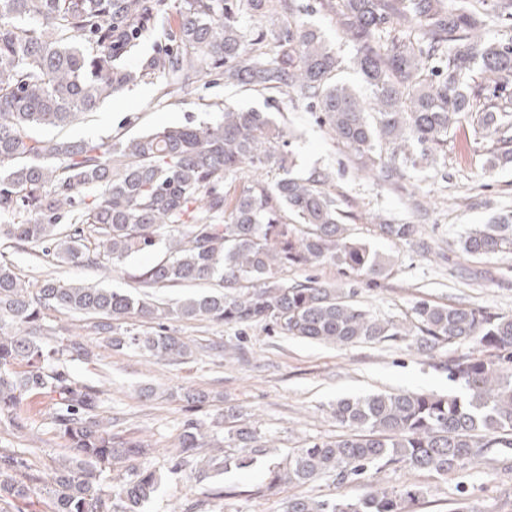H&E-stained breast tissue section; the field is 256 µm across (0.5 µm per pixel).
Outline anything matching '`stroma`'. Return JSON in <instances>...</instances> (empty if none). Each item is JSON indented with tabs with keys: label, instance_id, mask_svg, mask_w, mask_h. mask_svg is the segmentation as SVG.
<instances>
[{
	"label": "stroma",
	"instance_id": "stroma-1",
	"mask_svg": "<svg viewBox=\"0 0 512 512\" xmlns=\"http://www.w3.org/2000/svg\"><path fill=\"white\" fill-rule=\"evenodd\" d=\"M295 4L343 60L338 80L361 86L360 75L349 65L356 46L344 34L335 11L323 7L321 0H295ZM221 103L274 113L279 123L294 130L296 136L289 139L287 149L303 170L316 167L332 173L330 191L342 201L353 236L394 259L391 275L375 283L345 277L327 264L291 268L282 272V279L293 283L314 277L352 290L355 300L374 316L400 322L411 320L412 304L420 298L512 314V254L473 259L457 248L464 228L483 223L492 213L512 211V165L485 172V149L469 144V128L449 135L437 168L408 173L394 186L364 174L354 155L329 136L318 112L306 102L276 92L246 90L218 75L181 100L160 98L155 81L136 83L93 114L54 129L53 134L93 140L130 137L156 127L216 120ZM378 215L417 225V241L401 244L380 236L373 226ZM423 241L431 246V253L422 252ZM0 254L26 281L49 274L133 294L140 291L135 273L155 259L154 254H143L115 268L64 264L50 255L36 265L27 255L6 247ZM44 322L53 328L55 341L76 332L89 341L95 356L71 362L73 375L104 383L100 414L111 420L113 435L143 440L151 449L146 466L164 473L161 492L142 512H172L176 505L181 512H282V495L269 494L264 488L268 469L282 462L290 449L341 434L329 413L336 400L378 391L446 394L459 390L439 367L440 361L453 356V348L444 346L423 355L411 349L404 337L336 347L289 338L260 324L241 327L207 319L171 320L169 332L193 345L188 360L173 363L132 350H112L93 319L85 316L50 310ZM188 390L205 394L206 403L190 409L183 399ZM230 406L257 426L268 442L252 466L214 469L200 482L169 474L170 460L179 453L183 422L192 417L211 422ZM22 413L28 430L19 434L1 423L0 448L21 451L32 469L50 471L69 451L51 424L49 404L34 396ZM374 480L389 488L420 486L424 494L415 502L414 512H450L464 494L475 512H512V448L492 449L476 465L448 478L385 467Z\"/></svg>",
	"mask_w": 512,
	"mask_h": 512
}]
</instances>
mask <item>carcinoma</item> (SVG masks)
<instances>
[{"instance_id":"cac0c4a2","label":"carcinoma","mask_w":512,"mask_h":512,"mask_svg":"<svg viewBox=\"0 0 512 512\" xmlns=\"http://www.w3.org/2000/svg\"><path fill=\"white\" fill-rule=\"evenodd\" d=\"M335 8L357 44L350 64L370 88L368 99L336 79L342 61L297 16L293 0H0V213L14 216L0 224V241L36 260L51 254L63 263L114 267L162 243L163 255L134 275L142 287L222 283L220 291L169 304L49 275L32 287L0 260V418L27 430L24 402L42 395L72 454L44 482L20 454L0 448V504L40 486L49 512H112L115 500L120 512H141L161 484L156 470L141 466L100 482L115 460H138L150 448L112 436L99 413L105 391L69 367L91 360L92 346L44 340L47 310L97 317L113 349L170 362L193 350L165 322L199 318L270 325L336 346L410 336L428 354L442 344L491 352L441 362L461 394L397 391L337 401L331 414L347 433L291 449L268 471L269 490L330 474L341 486L389 465L446 478L490 448H512V315L421 299L406 325L373 316L341 287L278 277L288 268L332 264L375 282L391 274L393 259L352 237L327 190L330 173L297 170L294 154L280 149L286 131L272 113L224 106L214 123L117 140L39 135L96 111L134 82L154 80L160 97L184 98L216 73L228 83L298 96L361 169L391 185L437 167L448 135L463 125L474 143L486 144V171L512 163V26L500 39L483 33L489 17L512 22V0H336ZM247 18H268L270 26L250 28ZM160 19L169 22L163 37L171 45L129 66L141 36ZM245 171L276 177L256 178L229 197L225 183ZM377 220L380 235L414 240L416 225ZM457 245L472 258L512 254V211L469 228ZM132 319L151 330L129 327ZM233 440L239 469L265 447L247 423L236 425ZM178 447L187 454L213 447L205 423L186 419ZM420 496L412 485L370 480L360 496H291L283 512H411Z\"/></svg>"}]
</instances>
